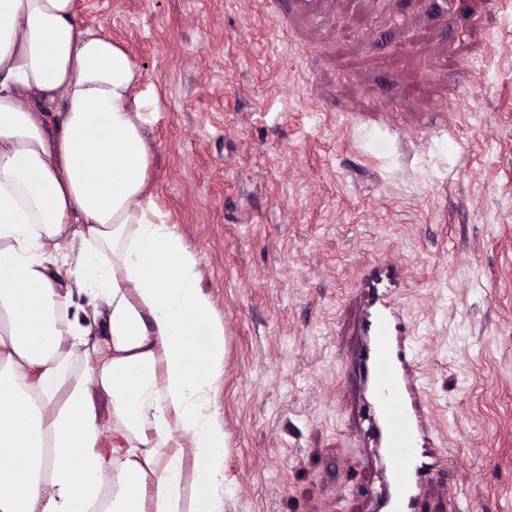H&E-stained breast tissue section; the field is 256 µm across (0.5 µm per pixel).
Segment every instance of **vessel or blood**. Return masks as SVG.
<instances>
[{"label":"vessel or blood","instance_id":"b4317fda","mask_svg":"<svg viewBox=\"0 0 512 512\" xmlns=\"http://www.w3.org/2000/svg\"><path fill=\"white\" fill-rule=\"evenodd\" d=\"M401 276L393 261L373 265L361 290L359 334L343 360L365 421L363 445L378 465L368 512H429L427 486L454 465L415 351L416 329L394 291Z\"/></svg>","mask_w":512,"mask_h":512}]
</instances>
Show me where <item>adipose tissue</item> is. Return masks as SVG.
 Wrapping results in <instances>:
<instances>
[{
    "label": "adipose tissue",
    "instance_id": "1",
    "mask_svg": "<svg viewBox=\"0 0 512 512\" xmlns=\"http://www.w3.org/2000/svg\"><path fill=\"white\" fill-rule=\"evenodd\" d=\"M142 82L74 0H0V512H225L224 317L147 191Z\"/></svg>",
    "mask_w": 512,
    "mask_h": 512
}]
</instances>
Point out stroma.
Wrapping results in <instances>:
<instances>
[{
  "label": "stroma",
  "instance_id": "obj_1",
  "mask_svg": "<svg viewBox=\"0 0 512 512\" xmlns=\"http://www.w3.org/2000/svg\"><path fill=\"white\" fill-rule=\"evenodd\" d=\"M159 109L153 198L224 316L226 512H366L342 360L393 257L468 512H512V0H76Z\"/></svg>",
  "mask_w": 512,
  "mask_h": 512
}]
</instances>
